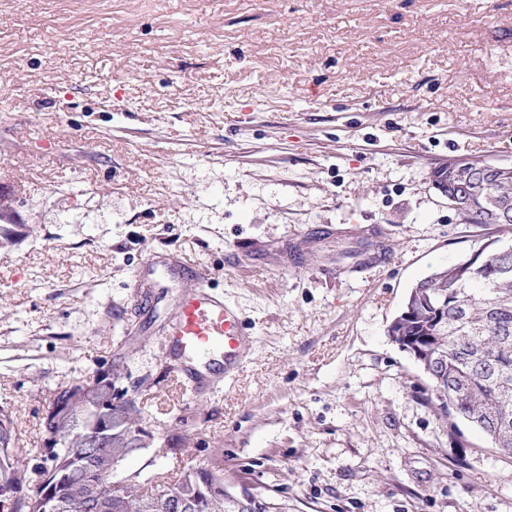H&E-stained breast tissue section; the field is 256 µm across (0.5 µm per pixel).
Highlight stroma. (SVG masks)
<instances>
[{
	"label": "stroma",
	"mask_w": 512,
	"mask_h": 512,
	"mask_svg": "<svg viewBox=\"0 0 512 512\" xmlns=\"http://www.w3.org/2000/svg\"><path fill=\"white\" fill-rule=\"evenodd\" d=\"M0 407L110 371L151 446L288 512H512V457L448 427L387 328L409 289L512 230L462 220L448 160L512 165V0H0ZM177 254L236 304L233 381L181 385ZM171 456H162V449Z\"/></svg>",
	"instance_id": "stroma-1"
}]
</instances>
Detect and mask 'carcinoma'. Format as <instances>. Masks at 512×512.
<instances>
[{"label": "carcinoma", "instance_id": "obj_1", "mask_svg": "<svg viewBox=\"0 0 512 512\" xmlns=\"http://www.w3.org/2000/svg\"><path fill=\"white\" fill-rule=\"evenodd\" d=\"M484 165L452 161L432 172L435 188L470 199L462 212L470 224H498L512 214V166L482 179L477 169ZM454 268L439 267L418 281L405 299L411 317L394 318L388 333L412 337L436 358V373L448 378L445 399L430 387L441 416L467 421L512 456V244L488 242L462 277ZM41 424L52 448L22 458L13 421L0 407V500L11 501V512H238L213 467L188 468L170 483L158 479L148 494L138 472L118 480L115 490H99L103 467L149 448L142 408L116 392L110 373L83 392L76 385L55 391ZM30 475L37 487L26 493Z\"/></svg>", "mask_w": 512, "mask_h": 512}]
</instances>
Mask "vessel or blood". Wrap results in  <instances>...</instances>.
I'll return each instance as SVG.
<instances>
[{"label":"vessel or blood","instance_id":"vessel-or-blood-1","mask_svg":"<svg viewBox=\"0 0 512 512\" xmlns=\"http://www.w3.org/2000/svg\"><path fill=\"white\" fill-rule=\"evenodd\" d=\"M172 275L193 285L183 292L164 331L170 355L185 376L195 382L231 378L240 369L253 340L234 305L216 295L203 268L169 258L164 265Z\"/></svg>","mask_w":512,"mask_h":512}]
</instances>
